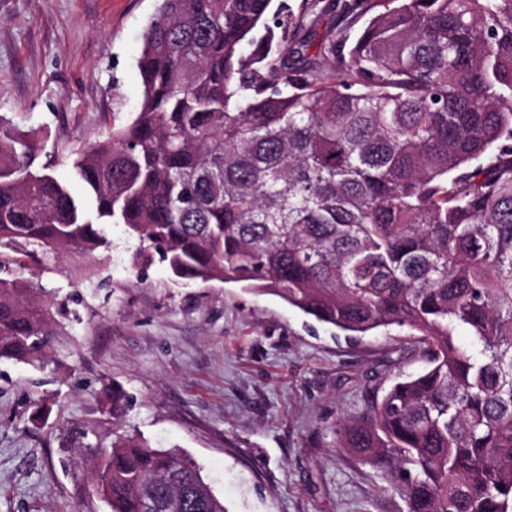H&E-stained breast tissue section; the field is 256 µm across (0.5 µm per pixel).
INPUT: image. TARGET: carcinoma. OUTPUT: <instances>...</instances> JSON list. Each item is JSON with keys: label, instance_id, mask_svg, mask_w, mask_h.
<instances>
[{"label": "carcinoma", "instance_id": "1", "mask_svg": "<svg viewBox=\"0 0 512 512\" xmlns=\"http://www.w3.org/2000/svg\"><path fill=\"white\" fill-rule=\"evenodd\" d=\"M142 42L136 112L75 152L87 204L0 118V360L44 368L60 335L12 268L122 224L179 280L414 332L426 368L340 420V447L405 512H512V0H161ZM90 451L110 512H227L136 434Z\"/></svg>", "mask_w": 512, "mask_h": 512}]
</instances>
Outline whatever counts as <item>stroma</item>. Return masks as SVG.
<instances>
[{
	"label": "stroma",
	"instance_id": "1",
	"mask_svg": "<svg viewBox=\"0 0 512 512\" xmlns=\"http://www.w3.org/2000/svg\"><path fill=\"white\" fill-rule=\"evenodd\" d=\"M158 0H0V117L38 143L36 166L85 188L70 156L126 124L140 102L137 59ZM107 250L52 251L19 271L51 290L63 334L35 369L0 360V512H108L87 492L89 445L134 433L193 460L227 512H403L382 469L338 448L336 422L365 411L398 374L413 337L348 336L243 284L174 282L123 225ZM129 397L113 424L103 384ZM51 398L43 428L30 403Z\"/></svg>",
	"mask_w": 512,
	"mask_h": 512
}]
</instances>
